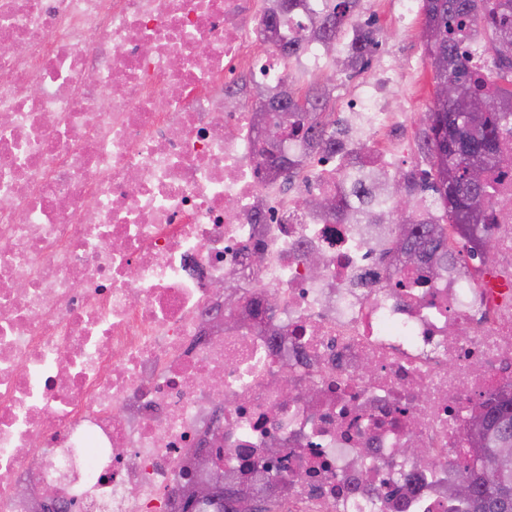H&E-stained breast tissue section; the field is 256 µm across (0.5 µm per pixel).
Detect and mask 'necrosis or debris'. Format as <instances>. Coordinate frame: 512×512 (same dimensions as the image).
<instances>
[{
	"mask_svg": "<svg viewBox=\"0 0 512 512\" xmlns=\"http://www.w3.org/2000/svg\"><path fill=\"white\" fill-rule=\"evenodd\" d=\"M265 2L0 0V512H182L203 455L286 458L284 512H448L472 402L512 391V171L481 267L314 220L258 178L247 96L224 105L288 78ZM393 83L380 59L346 101L383 169ZM230 282L279 305L227 312Z\"/></svg>",
	"mask_w": 512,
	"mask_h": 512,
	"instance_id": "1",
	"label": "necrosis or debris"
}]
</instances>
